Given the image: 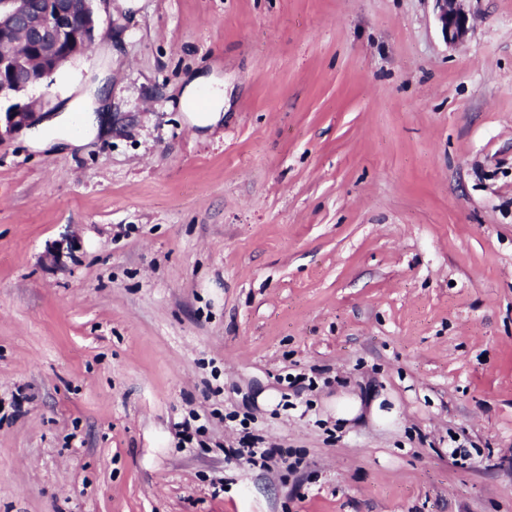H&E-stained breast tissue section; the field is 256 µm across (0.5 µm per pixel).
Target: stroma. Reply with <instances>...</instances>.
I'll return each instance as SVG.
<instances>
[{
  "instance_id": "stroma-1",
  "label": "stroma",
  "mask_w": 512,
  "mask_h": 512,
  "mask_svg": "<svg viewBox=\"0 0 512 512\" xmlns=\"http://www.w3.org/2000/svg\"><path fill=\"white\" fill-rule=\"evenodd\" d=\"M462 6L96 0L31 97L111 134L0 139V512H512V0ZM436 19L447 44L455 45L465 40L470 19L461 7L462 0H433ZM202 83L203 78L198 77L190 81L183 89L182 98L186 109V118L193 127L213 129L224 118V91L215 88L208 108L199 111L194 107V103L198 94L197 88ZM92 107L90 108L91 111ZM88 112L89 114L84 118V131L81 133L79 138H75L72 133H69L70 126V115L65 112L61 116L54 117L46 121L45 125L48 127L45 134L42 136L41 141L37 147L49 148L54 145H69L72 147H78L82 144L81 141L87 142L98 135H106L109 132V128L106 123L100 125L97 121V117L94 112ZM392 406H391V405ZM332 415L337 422L350 423L365 414L375 424L393 428L399 422L398 405L383 394L370 396L366 401L350 391H340L331 402ZM240 447L227 448L225 455L236 459H244L246 462H253L255 458L266 461L273 459L278 453L277 448L255 447V442L247 435L240 438Z\"/></svg>"
}]
</instances>
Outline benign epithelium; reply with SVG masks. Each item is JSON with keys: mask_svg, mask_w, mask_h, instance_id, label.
I'll use <instances>...</instances> for the list:
<instances>
[{"mask_svg": "<svg viewBox=\"0 0 512 512\" xmlns=\"http://www.w3.org/2000/svg\"><path fill=\"white\" fill-rule=\"evenodd\" d=\"M93 2L0 0V135L34 122V105L21 102V95L88 52L97 24ZM434 2L444 41L463 42L470 19L462 0Z\"/></svg>", "mask_w": 512, "mask_h": 512, "instance_id": "7a95c632", "label": "benign epithelium"}]
</instances>
